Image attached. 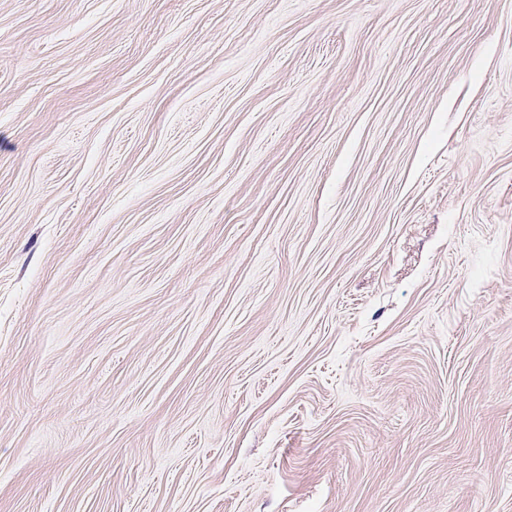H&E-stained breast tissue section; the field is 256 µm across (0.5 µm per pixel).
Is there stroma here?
<instances>
[{
  "label": "stroma",
  "mask_w": 512,
  "mask_h": 512,
  "mask_svg": "<svg viewBox=\"0 0 512 512\" xmlns=\"http://www.w3.org/2000/svg\"><path fill=\"white\" fill-rule=\"evenodd\" d=\"M0 512H512V0H0Z\"/></svg>",
  "instance_id": "obj_1"
}]
</instances>
